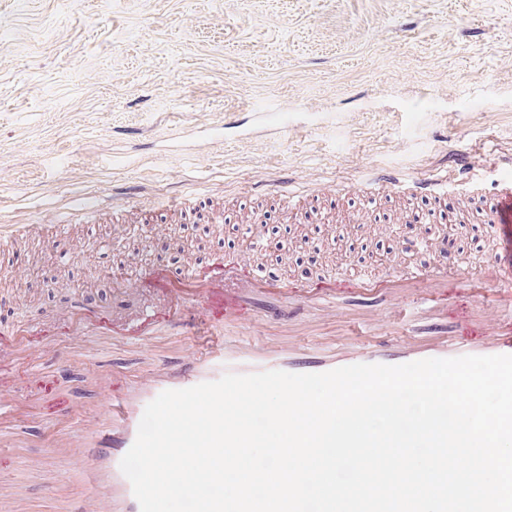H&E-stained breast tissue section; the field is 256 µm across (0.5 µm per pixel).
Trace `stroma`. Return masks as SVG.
<instances>
[{
  "mask_svg": "<svg viewBox=\"0 0 512 512\" xmlns=\"http://www.w3.org/2000/svg\"><path fill=\"white\" fill-rule=\"evenodd\" d=\"M512 176V0H0V302L46 335L49 349L9 357L11 393L25 401L0 457V491L20 512H66L92 487L67 473L55 437L94 413L95 374L152 376L189 337L157 325L138 341L89 336L65 319L93 303L106 319L151 311L135 282L163 264L177 273L241 255L257 217L258 274L307 282L385 277L430 266L378 223L425 210L430 242L451 218L465 257L449 276H480L493 253L485 199L435 202L367 194L365 173L457 178L461 164ZM321 186L294 206L270 193ZM137 192L160 208L72 216L76 199ZM187 195L184 217L163 208ZM70 219L82 246L65 256L47 213ZM23 263V276L12 269ZM380 321L345 322L348 301L313 298L290 329L255 303L228 314L227 341L316 348L410 341L433 329L419 296H382ZM68 356L59 369L57 353ZM59 401H39L43 384Z\"/></svg>",
  "mask_w": 512,
  "mask_h": 512,
  "instance_id": "stroma-1",
  "label": "stroma"
}]
</instances>
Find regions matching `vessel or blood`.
<instances>
[{"label":"vessel or blood","mask_w":512,"mask_h":512,"mask_svg":"<svg viewBox=\"0 0 512 512\" xmlns=\"http://www.w3.org/2000/svg\"><path fill=\"white\" fill-rule=\"evenodd\" d=\"M408 190L438 199L447 198L449 193L447 181L440 178L418 180ZM491 196L494 204L487 213V221L500 229L504 244L512 245V177L496 179ZM457 256L456 246L438 243L433 269L400 272L383 281L372 277L349 281L323 278L309 283L261 280L252 276L251 259L246 255L233 264L216 259L204 267L188 266L177 274L159 266L149 270L139 282L140 287L163 295L165 304L158 312L127 323L105 321L96 312L84 310L73 329L79 337L98 333L141 339L152 335L156 323L161 322L187 335L204 337L205 342L191 356L181 358L177 367L142 382L127 381L116 371L98 376L100 418L77 423L75 432L61 442L69 450V472L90 480L97 505L74 507L70 512H141L132 486L120 469V461L136 439L146 405L163 391L214 381L227 372L322 373L357 363L397 365L427 358L512 354V320L500 319L493 304L497 297L512 303V262L492 258L482 282L475 283L448 277L446 270L456 264ZM239 284L250 288V298L283 294L299 301L315 295L356 299L361 303L359 316L367 321L378 316V292L397 295L413 288L425 289L431 297L453 295L479 307L482 316L473 326L464 321L456 323L450 340L423 349L378 342L336 357L314 348L285 351L263 344L231 345L221 337L211 336L210 326L224 320L228 307L242 313L249 311L250 299H238L232 293L233 286ZM35 345L31 331L20 323H11L9 330L0 331V444L5 441V424L11 423L19 410L10 395L3 354L8 350L26 351Z\"/></svg>","instance_id":"obj_1"}]
</instances>
